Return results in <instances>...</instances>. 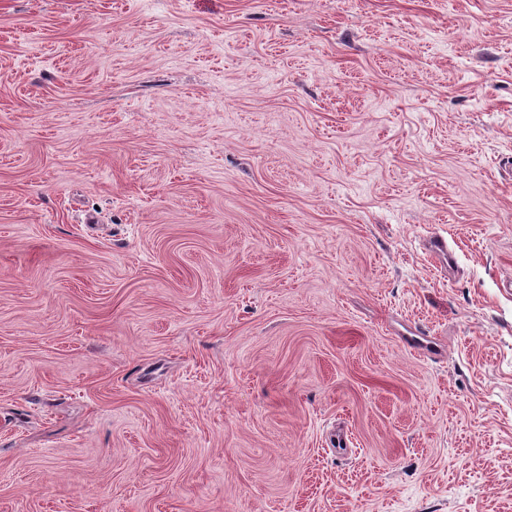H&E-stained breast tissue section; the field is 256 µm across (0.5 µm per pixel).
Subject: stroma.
I'll return each instance as SVG.
<instances>
[{
  "mask_svg": "<svg viewBox=\"0 0 512 512\" xmlns=\"http://www.w3.org/2000/svg\"><path fill=\"white\" fill-rule=\"evenodd\" d=\"M0 512H512V0H0Z\"/></svg>",
  "mask_w": 512,
  "mask_h": 512,
  "instance_id": "35a3bbf8",
  "label": "stroma"
}]
</instances>
